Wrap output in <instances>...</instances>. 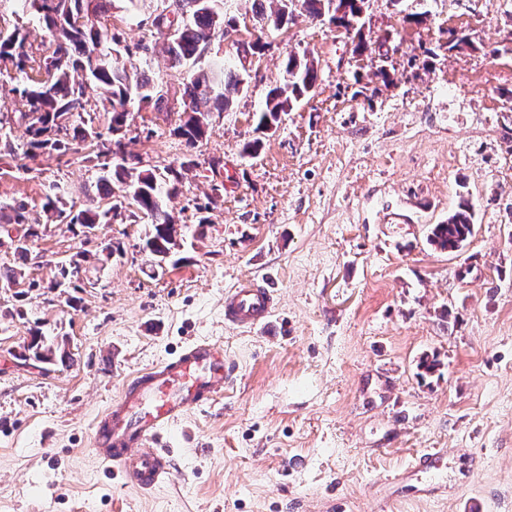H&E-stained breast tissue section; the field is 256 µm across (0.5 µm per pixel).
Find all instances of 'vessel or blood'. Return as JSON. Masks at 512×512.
Returning <instances> with one entry per match:
<instances>
[{"mask_svg": "<svg viewBox=\"0 0 512 512\" xmlns=\"http://www.w3.org/2000/svg\"><path fill=\"white\" fill-rule=\"evenodd\" d=\"M276 307L272 289L247 281L225 292L224 321L244 328L266 325ZM228 375L223 347L199 339L173 358L129 378L92 426L89 443L95 459L134 489L149 492L164 485L172 470L158 441L191 413L211 405ZM439 461V454H421L408 471H397L393 479L401 481L409 471L435 472Z\"/></svg>", "mask_w": 512, "mask_h": 512, "instance_id": "1", "label": "vessel or blood"}]
</instances>
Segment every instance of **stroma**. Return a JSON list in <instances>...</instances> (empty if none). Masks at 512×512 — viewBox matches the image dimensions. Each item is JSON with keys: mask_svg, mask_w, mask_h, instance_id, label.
Returning a JSON list of instances; mask_svg holds the SVG:
<instances>
[{"mask_svg": "<svg viewBox=\"0 0 512 512\" xmlns=\"http://www.w3.org/2000/svg\"><path fill=\"white\" fill-rule=\"evenodd\" d=\"M160 5L110 0L108 22L149 46L131 63L168 90V119L134 107L117 134L144 164L184 168L164 266L143 249L148 224H107L98 243L118 252L47 290L57 262L98 243L48 223L44 195L57 184L75 209L100 206L101 161L83 144L9 153L28 134L0 77V204L25 202L40 225L24 301L0 289V512H512V0H370L361 54L298 16L264 34L249 92L191 148L176 132L186 69L147 24ZM17 27L31 58L49 54L34 14L0 0V31ZM449 30L464 39L453 50ZM292 48L317 65L314 95L258 131ZM463 201L472 238L431 246ZM247 279L279 297L271 330L224 322L225 290ZM20 305L27 319L8 318ZM32 320L67 337L73 363L16 359ZM203 337L232 367L221 402L164 435L172 479L138 492L95 462L91 423L127 377ZM433 353L438 371L421 376ZM423 452L441 455L443 498L384 479Z\"/></svg>", "mask_w": 512, "mask_h": 512, "instance_id": "stroma-1", "label": "stroma"}]
</instances>
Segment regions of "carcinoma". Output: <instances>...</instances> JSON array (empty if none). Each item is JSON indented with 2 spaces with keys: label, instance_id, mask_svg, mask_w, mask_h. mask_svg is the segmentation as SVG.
Segmentation results:
<instances>
[{
  "label": "carcinoma",
  "instance_id": "carcinoma-1",
  "mask_svg": "<svg viewBox=\"0 0 512 512\" xmlns=\"http://www.w3.org/2000/svg\"><path fill=\"white\" fill-rule=\"evenodd\" d=\"M298 2L305 15L321 20L326 0H253V16L267 19L272 29L279 30L282 22L292 23L296 14L293 2ZM39 14V20L51 36L52 51L48 56L34 61L29 66V55L25 51L26 35L16 28L9 33L0 31V69L8 71L15 67L21 86L18 92L27 111L21 117L27 120L24 155L30 159L40 153L57 152L65 154L73 146L84 142L97 148L96 157L104 159L102 169L107 174L99 177L96 186L108 203L101 210L74 212L66 207L64 195L57 186L46 196L42 205L45 213L51 214L60 224H78L91 228L99 224L124 223L128 220H143L150 225L145 239V248L155 253H166L174 245L178 227L166 210L164 199L176 194L180 172L174 167L147 168L132 174L142 163L139 156L125 153L119 140L104 137L102 131L85 122L83 112L87 111L86 85H96L108 104L110 114L108 133L115 134L125 125L128 117L127 105L136 100L164 113L169 109L162 106L157 96L155 82L145 75L132 72L120 55V50L103 51L102 42L121 43L120 34L101 21H92V15L101 12L102 0H24ZM218 0H175L186 19L177 25L167 37V53L175 66L200 59L210 47L212 37L223 26L237 23L233 17L223 18L217 8ZM233 62L223 61L215 69L200 73L191 72L183 78L181 94V118L177 127L179 136L188 146H194L206 137L211 125V112H224L234 107L242 94V60L262 54L264 44L258 38L240 36L232 42ZM43 75L33 79L28 71ZM317 67L308 60L305 53L291 49L283 63V78L279 85L271 88L263 108L256 113V129L264 130L269 123H278L279 113L284 107L297 106L310 96L316 87ZM64 132L61 138L51 139L47 133ZM122 156V161H112L113 155ZM126 185L123 195L114 196V184ZM16 224L24 227L20 239L23 243L13 247L15 260L11 265L0 264V288H14L24 281L30 261L29 242L39 236L38 225L29 222L27 206L24 203L0 206V229ZM474 232L473 213L468 205L448 217V223L434 226L430 242L442 251H459ZM86 272L79 261H73L59 268L61 280L54 286L67 281L71 284L81 281ZM27 346L16 355L20 360H36L44 364L59 362L67 365L73 362L66 344L57 338L47 336L39 326L29 329Z\"/></svg>",
  "mask_w": 512,
  "mask_h": 512
}]
</instances>
